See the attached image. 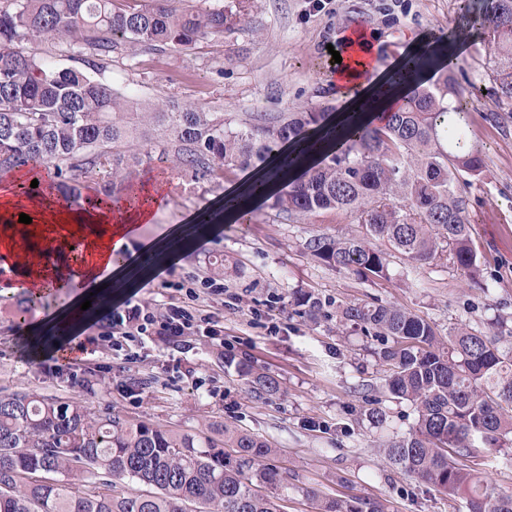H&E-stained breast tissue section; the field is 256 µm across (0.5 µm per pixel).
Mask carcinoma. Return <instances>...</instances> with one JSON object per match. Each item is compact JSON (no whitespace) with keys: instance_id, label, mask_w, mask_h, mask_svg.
<instances>
[{"instance_id":"carcinoma-1","label":"carcinoma","mask_w":512,"mask_h":512,"mask_svg":"<svg viewBox=\"0 0 512 512\" xmlns=\"http://www.w3.org/2000/svg\"><path fill=\"white\" fill-rule=\"evenodd\" d=\"M182 0H0V172L42 167L54 190L73 203L87 183L114 204L117 185L133 179L143 158L128 153L132 134L160 131L151 147L192 181L224 177L280 155L291 144L321 162L268 196L292 217L321 210L352 215L359 237L314 236L309 252L338 271L384 277L387 253L411 263L442 255L473 276L479 259L470 235L463 175L478 176L482 150L456 136L473 99L456 78L453 59L431 84L418 82L379 124L352 125L344 150L328 152L303 134L327 126L322 112H287L233 128L202 105H144L99 74L115 53L186 50L224 36V8H194ZM478 20L490 23L501 59L496 94L512 103V0H486ZM65 42L82 67L61 68L32 49ZM42 303L27 293L18 319ZM340 321L378 342L390 366L386 388L418 413L414 431L383 444L388 463L450 497L469 512H512V494L487 484L467 464L480 439L497 445L512 436V353L500 339L466 327L444 344L427 321L382 304H349ZM257 389L279 391L278 380L255 372ZM275 450L224 425L222 439L165 430L79 401L31 392L0 396V512H283V498L262 485L288 488L270 464ZM119 482L131 485L114 496ZM313 512H381L306 491Z\"/></svg>"}]
</instances>
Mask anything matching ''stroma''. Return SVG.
<instances>
[{
    "mask_svg": "<svg viewBox=\"0 0 512 512\" xmlns=\"http://www.w3.org/2000/svg\"><path fill=\"white\" fill-rule=\"evenodd\" d=\"M223 8L232 23L223 36L188 50L106 61L103 77L137 99L181 106L206 105L232 125L257 123L281 112H339L344 90L331 53L345 35L363 27L372 43L373 66L391 67L414 43L444 41L459 82L476 96L468 137L483 152L480 175L463 176L458 188L470 201L472 242L479 274L460 273L446 259L412 264L390 254L388 275L360 277L316 259L306 244L317 235L351 237L361 226L349 214L323 210L288 218L267 204L211 238L170 255L137 297L152 307L168 303L162 280L212 276L223 266L225 288L239 294L238 308L203 296L199 309L214 313L220 338L190 337L176 351L157 337L113 350L79 336L86 352L71 361L31 357L12 310L16 296H0V394L34 391L80 400L93 411L112 409L131 420L165 429L218 430L230 424L269 442L273 464L287 470L286 512H310L308 488L342 500L377 502L384 512H468L463 500L387 467L382 445L407 436L417 413L409 401L388 395L387 365L376 342L340 322L339 306L382 303L430 322L439 338L469 325L487 335L498 322L512 327V108L493 92L500 54L490 30L470 27L480 0H190ZM145 180L167 182V196L136 244L168 238L194 211L220 197L243 171L219 180L192 181L170 163L152 159L140 167ZM312 293L325 314L312 321L298 299ZM275 376L280 390L256 396L240 360ZM384 415L376 423L369 408ZM479 472L512 492V446L483 449Z\"/></svg>",
    "mask_w": 512,
    "mask_h": 512,
    "instance_id": "stroma-1",
    "label": "stroma"
}]
</instances>
